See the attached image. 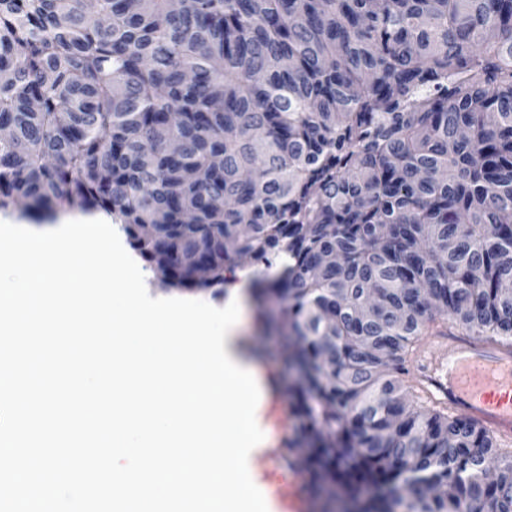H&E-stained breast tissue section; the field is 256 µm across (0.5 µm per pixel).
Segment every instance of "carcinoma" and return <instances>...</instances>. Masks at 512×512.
<instances>
[{"mask_svg":"<svg viewBox=\"0 0 512 512\" xmlns=\"http://www.w3.org/2000/svg\"><path fill=\"white\" fill-rule=\"evenodd\" d=\"M0 129V212H104L170 288L283 260L344 512H512V444L407 380L429 330L512 347V0H0Z\"/></svg>","mask_w":512,"mask_h":512,"instance_id":"1","label":"carcinoma"}]
</instances>
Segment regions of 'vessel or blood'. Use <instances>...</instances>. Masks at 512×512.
Returning <instances> with one entry per match:
<instances>
[{
	"label": "vessel or blood",
	"instance_id": "vessel-or-blood-1",
	"mask_svg": "<svg viewBox=\"0 0 512 512\" xmlns=\"http://www.w3.org/2000/svg\"><path fill=\"white\" fill-rule=\"evenodd\" d=\"M430 366L424 391L433 400L465 411L495 434L512 435V353L478 341L450 340L426 353ZM259 413L262 424H279L288 404L277 385L266 381ZM273 512H311L301 478L269 489Z\"/></svg>",
	"mask_w": 512,
	"mask_h": 512
}]
</instances>
